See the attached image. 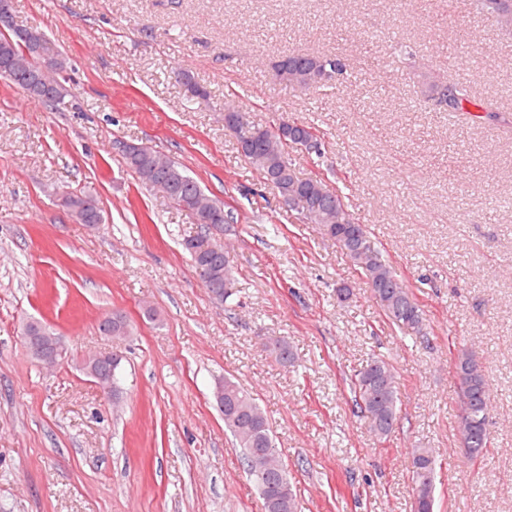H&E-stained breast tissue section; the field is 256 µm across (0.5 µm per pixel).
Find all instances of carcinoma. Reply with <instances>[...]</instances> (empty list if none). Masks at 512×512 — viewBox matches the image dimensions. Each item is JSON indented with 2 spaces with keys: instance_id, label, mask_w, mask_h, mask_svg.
<instances>
[{
  "instance_id": "cac0c4a2",
  "label": "carcinoma",
  "mask_w": 512,
  "mask_h": 512,
  "mask_svg": "<svg viewBox=\"0 0 512 512\" xmlns=\"http://www.w3.org/2000/svg\"><path fill=\"white\" fill-rule=\"evenodd\" d=\"M476 8L493 19L503 33H512V0H475ZM23 66L14 74L12 85L29 98L43 102L36 93L35 77L40 64L35 47L28 44L17 28L4 26L0 30V66L11 60ZM272 70L280 82L289 88L309 92L345 78L346 64L336 56H316L292 51L272 62ZM428 101L445 108L448 115L476 112L472 122L500 120V108L491 100L476 95L465 83L443 80L433 72L423 75ZM224 120H233L240 126L238 151L260 174L263 181H271L272 188L291 198L306 224H316L322 235L336 247L352 240L360 251L349 253L353 266L360 269L370 287L372 298L386 318L400 329L418 330L423 323V311L409 289L397 278L393 267L382 257L372 243L365 225L356 221L348 210L345 196L339 188L322 179L305 177L295 168L291 153L304 147V152L322 155L323 142L312 125L296 119L281 117L276 123L282 131L270 135L264 125L250 120L247 112L229 110ZM125 167L135 175L139 184L158 195L163 201L198 216H213L205 234L220 231L230 222L224 212V203L210 196L199 182L190 176L179 162L155 153L145 146L137 154L122 157ZM193 266L202 267L207 275L204 287L222 302L233 294V260L229 252L200 253L181 242ZM263 347L274 360L286 366L293 362V349L283 337H270ZM457 397L460 404V443L469 448L468 459L484 461L490 448L488 411L491 408L488 383L483 363L473 351L458 350L454 363ZM224 397L216 402L224 414V427L241 448L245 471L263 501L265 512H298L296 495L288 477V470L275 447L264 410L238 382L224 377ZM351 389L359 412L369 420L370 429L380 439L387 438L398 419L399 390L392 367L377 359L366 365L352 381ZM413 470L410 486L413 512H434L436 459L430 448L412 451Z\"/></svg>"
}]
</instances>
